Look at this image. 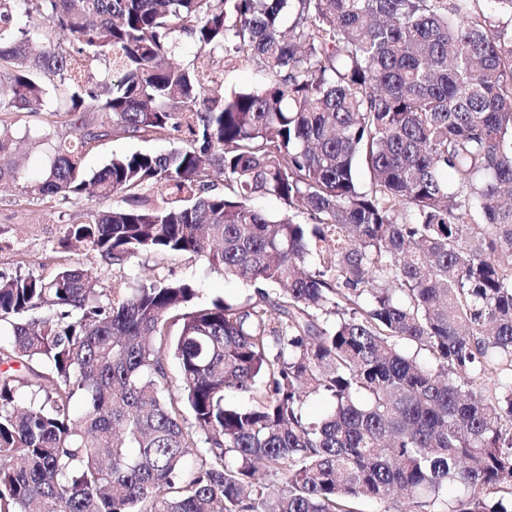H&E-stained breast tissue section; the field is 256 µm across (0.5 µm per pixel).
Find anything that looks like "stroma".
I'll return each instance as SVG.
<instances>
[{
	"mask_svg": "<svg viewBox=\"0 0 512 512\" xmlns=\"http://www.w3.org/2000/svg\"><path fill=\"white\" fill-rule=\"evenodd\" d=\"M3 124L19 139L20 164L17 179L0 185V276L30 272L49 277L67 265H98L99 260L94 254L62 246L65 226L92 211L122 205L121 196H83L68 203L50 197L32 198L24 188L45 175L51 158V144L49 140L41 139V132L64 137L68 130L55 115L26 109L0 113V125ZM174 145L170 138L107 137L87 154L83 167L90 174L102 168L113 155L135 151L161 153ZM157 274L162 279L193 281L197 301L201 304L217 298L240 300L251 291L244 282L214 272L204 258L197 256L169 257L159 265Z\"/></svg>",
	"mask_w": 512,
	"mask_h": 512,
	"instance_id": "1",
	"label": "stroma"
}]
</instances>
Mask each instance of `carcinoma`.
Masks as SVG:
<instances>
[{"mask_svg": "<svg viewBox=\"0 0 512 512\" xmlns=\"http://www.w3.org/2000/svg\"><path fill=\"white\" fill-rule=\"evenodd\" d=\"M470 2L0 0V112L70 129L26 192L123 197L63 241L254 288L0 276V512H512V45ZM109 136L178 146L86 176ZM217 67L223 70L224 91L261 88L267 82V74L255 65H241L220 62ZM156 273L162 279L193 281L199 304H208L216 298L242 300L251 291V287L244 282L214 272L204 258L197 256H171L158 266Z\"/></svg>", "mask_w": 512, "mask_h": 512, "instance_id": "cac0c4a2", "label": "carcinoma"}]
</instances>
